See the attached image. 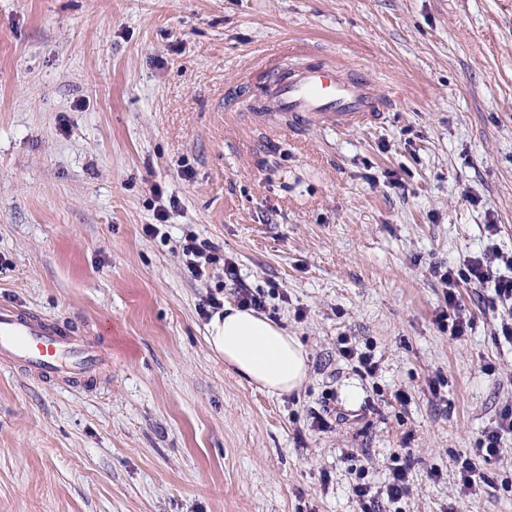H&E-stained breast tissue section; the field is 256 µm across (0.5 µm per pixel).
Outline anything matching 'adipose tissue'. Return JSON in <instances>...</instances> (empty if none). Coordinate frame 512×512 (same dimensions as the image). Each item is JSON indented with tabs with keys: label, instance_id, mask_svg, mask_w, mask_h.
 <instances>
[{
	"label": "adipose tissue",
	"instance_id": "obj_1",
	"mask_svg": "<svg viewBox=\"0 0 512 512\" xmlns=\"http://www.w3.org/2000/svg\"><path fill=\"white\" fill-rule=\"evenodd\" d=\"M205 339L227 367L270 395L292 393L307 377L308 354L298 338L254 311L225 304L210 317Z\"/></svg>",
	"mask_w": 512,
	"mask_h": 512
}]
</instances>
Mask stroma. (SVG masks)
Listing matches in <instances>:
<instances>
[{
	"label": "stroma",
	"mask_w": 512,
	"mask_h": 512,
	"mask_svg": "<svg viewBox=\"0 0 512 512\" xmlns=\"http://www.w3.org/2000/svg\"><path fill=\"white\" fill-rule=\"evenodd\" d=\"M295 41L366 72L384 120L273 116L256 71ZM491 241L512 255V0H0V303L105 356L86 384L0 364V512H512V439L477 494L456 477L512 408V345L465 286L468 335L436 321L435 267ZM228 260L307 351L297 391L208 348ZM215 247L206 241L198 242L195 236H189L184 239L182 244V255L185 257L186 267L192 277L202 279L206 273V264L212 258L210 252ZM408 470L409 468L404 464L392 468L391 479L388 480L386 486V494L389 501H398L409 494Z\"/></svg>",
	"instance_id": "1"
}]
</instances>
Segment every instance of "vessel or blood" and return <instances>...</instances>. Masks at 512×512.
Returning <instances> with one entry per match:
<instances>
[{
    "label": "vessel or blood",
    "instance_id": "vessel-or-blood-1",
    "mask_svg": "<svg viewBox=\"0 0 512 512\" xmlns=\"http://www.w3.org/2000/svg\"><path fill=\"white\" fill-rule=\"evenodd\" d=\"M309 62L297 70H269L267 93L290 123L327 124L339 129L376 122L387 106L369 77L328 63L314 47L297 46ZM100 351L74 328L41 319L20 304H0V362L24 367L42 380L82 378L101 363Z\"/></svg>",
    "mask_w": 512,
    "mask_h": 512
}]
</instances>
